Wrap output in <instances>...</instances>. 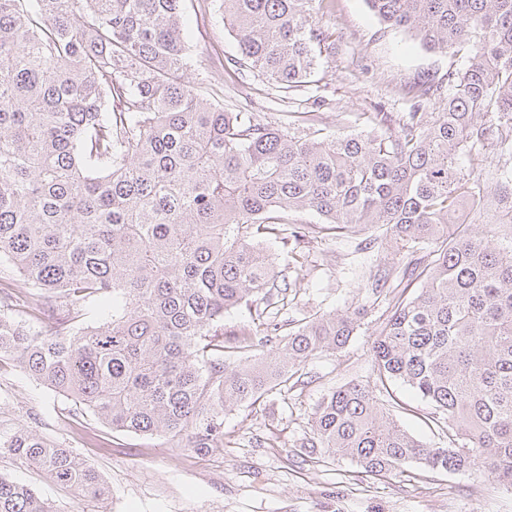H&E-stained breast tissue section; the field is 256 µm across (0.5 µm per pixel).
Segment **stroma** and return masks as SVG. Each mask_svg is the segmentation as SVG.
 I'll list each match as a JSON object with an SVG mask.
<instances>
[{
	"label": "stroma",
	"mask_w": 512,
	"mask_h": 512,
	"mask_svg": "<svg viewBox=\"0 0 512 512\" xmlns=\"http://www.w3.org/2000/svg\"><path fill=\"white\" fill-rule=\"evenodd\" d=\"M326 36L308 83L290 89L227 70L239 56L224 28L221 0H184L183 25L191 61L188 85L231 112H257L272 124L288 113L310 112L328 132L368 130V116L400 119L411 103L407 88L418 81L445 84L461 59L420 46L409 34L387 28L366 0H333L320 10ZM299 221L319 226L304 240L309 265L288 288L279 320L312 312L363 309L349 343L312 357L282 393L263 403L238 402L224 412V445L199 455L162 436L112 431L90 412L28 376L10 356L0 357V433L23 428L72 448L99 472L108 493L81 507L73 492L7 456L0 473L33 486L56 512H512V488L479 471L449 473L407 465L404 476L372 477L347 459L308 458L302 442L317 404L329 392L373 381L372 346L390 314L391 295L365 288L373 276L400 270L406 252L360 230L337 236L321 229L313 213ZM386 409L418 440L448 442L434 407L394 382Z\"/></svg>",
	"instance_id": "35a3bbf8"
}]
</instances>
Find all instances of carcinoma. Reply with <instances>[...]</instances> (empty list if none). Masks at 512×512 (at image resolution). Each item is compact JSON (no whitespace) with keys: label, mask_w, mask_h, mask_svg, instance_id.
<instances>
[{"label":"carcinoma","mask_w":512,"mask_h":512,"mask_svg":"<svg viewBox=\"0 0 512 512\" xmlns=\"http://www.w3.org/2000/svg\"><path fill=\"white\" fill-rule=\"evenodd\" d=\"M184 0H0V355L108 427L224 447V409L264 402L301 364L343 347L360 312H315L284 330L268 307L287 273L259 240L299 241L312 210L345 236L374 229L429 248L403 275L372 351L375 386L400 381L436 408L448 447L427 446L352 384L326 395L302 447L349 458L369 476L405 466L483 468L512 487V175L496 224L485 206V146L512 158V0H368L428 50L465 51L448 71L447 108L424 112L431 86L390 134L295 132L227 112L183 80ZM331 0H223L241 55L227 60L271 85L298 87L325 41L315 14ZM64 318L41 329L17 319ZM264 294L252 324L220 337L224 314ZM109 301L94 324L81 322ZM35 467L81 502L104 499L75 451L24 430L0 455ZM0 512H55L0 474Z\"/></svg>","instance_id":"cac0c4a2"}]
</instances>
